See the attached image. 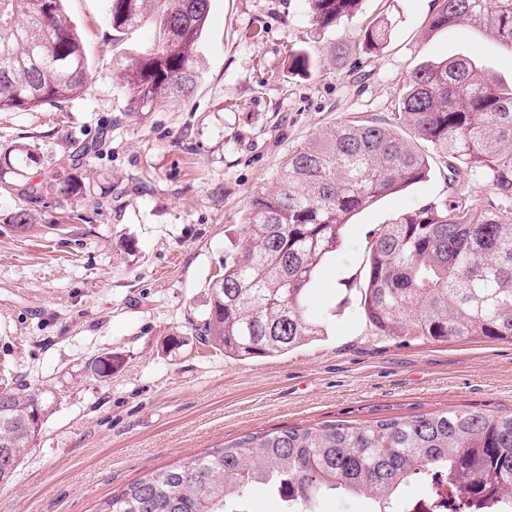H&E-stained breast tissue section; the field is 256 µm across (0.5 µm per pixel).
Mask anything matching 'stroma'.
<instances>
[{"mask_svg": "<svg viewBox=\"0 0 512 512\" xmlns=\"http://www.w3.org/2000/svg\"><path fill=\"white\" fill-rule=\"evenodd\" d=\"M435 2L362 0L352 19L319 31L305 0H210L193 93L131 115L115 56L149 46L153 26L117 48L106 0H65L88 61L85 92L0 112V150L22 143L36 157L0 187V377L27 384L46 406L17 478L0 487V512H96L148 473L250 433L512 412L511 343L381 336L360 304L380 228L447 197L436 157L426 180L345 226L308 294L322 340L239 360L194 330L209 283L244 243L253 197L275 187L294 146L353 118L392 119L405 78L424 61L464 55L512 82V51L485 31L430 30ZM379 16L391 35L370 52L361 31ZM298 48L311 66L294 73ZM95 142L100 151L87 153ZM76 153L88 201L55 192ZM29 182L40 203L22 196ZM23 206L32 223L22 235L11 217ZM105 355L108 373L97 368Z\"/></svg>", "mask_w": 512, "mask_h": 512, "instance_id": "obj_1", "label": "stroma"}]
</instances>
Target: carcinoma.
Masks as SVG:
<instances>
[{
	"label": "carcinoma",
	"instance_id": "carcinoma-1",
	"mask_svg": "<svg viewBox=\"0 0 512 512\" xmlns=\"http://www.w3.org/2000/svg\"><path fill=\"white\" fill-rule=\"evenodd\" d=\"M112 30L149 21L154 44L119 66L128 112L189 96L209 0H107ZM314 25L331 29L360 0H306ZM474 22L512 51V0H438L435 30ZM388 19L362 31L363 48L385 47ZM88 69L63 0H0V112L76 98ZM394 120H348L297 145L276 190L256 195L246 242L209 284L195 327L202 342L239 359L273 357L325 335L306 293L341 248L342 228L379 197L423 181L429 160L397 128L412 129L444 159L449 195L386 225L372 243L360 289L366 320L382 336L512 343V87L465 56L412 70ZM34 161L18 144L0 153V175ZM466 168L489 185L474 198L458 185ZM45 408L27 389L0 388V484L12 481ZM512 512V413L447 409L354 426L290 427L247 434L187 462L156 470L105 499L96 512H244L252 485L282 512H316L325 497L364 496L377 512L413 479Z\"/></svg>",
	"mask_w": 512,
	"mask_h": 512
}]
</instances>
